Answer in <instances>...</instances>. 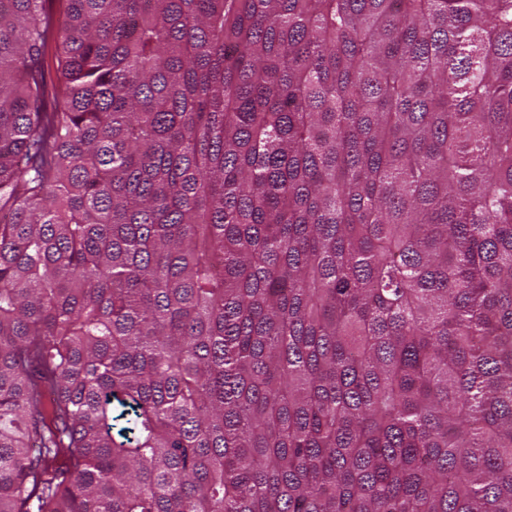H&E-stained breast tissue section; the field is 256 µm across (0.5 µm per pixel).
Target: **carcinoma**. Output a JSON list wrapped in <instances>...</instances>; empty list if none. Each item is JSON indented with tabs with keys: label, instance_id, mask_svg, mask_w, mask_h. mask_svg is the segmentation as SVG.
<instances>
[{
	"label": "carcinoma",
	"instance_id": "cac0c4a2",
	"mask_svg": "<svg viewBox=\"0 0 512 512\" xmlns=\"http://www.w3.org/2000/svg\"><path fill=\"white\" fill-rule=\"evenodd\" d=\"M0 0V512H512V0Z\"/></svg>",
	"mask_w": 512,
	"mask_h": 512
}]
</instances>
